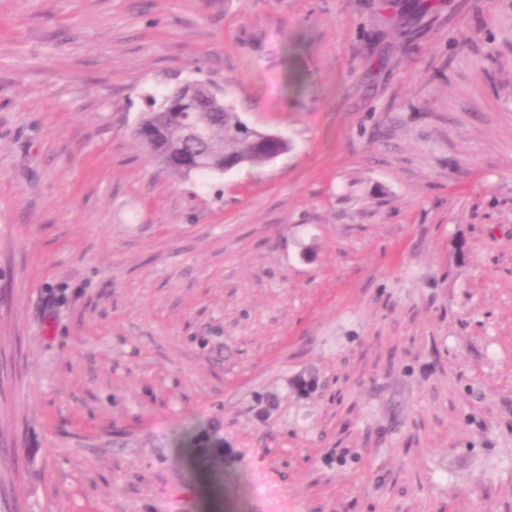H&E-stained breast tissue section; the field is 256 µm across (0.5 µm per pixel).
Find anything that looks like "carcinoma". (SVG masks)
Returning a JSON list of instances; mask_svg holds the SVG:
<instances>
[{
  "label": "carcinoma",
  "mask_w": 512,
  "mask_h": 512,
  "mask_svg": "<svg viewBox=\"0 0 512 512\" xmlns=\"http://www.w3.org/2000/svg\"><path fill=\"white\" fill-rule=\"evenodd\" d=\"M195 123L206 127L212 143L207 168L200 170L202 174L224 172V165L232 158L247 157L252 164H262L289 150L286 142L263 147L247 132L237 131L243 121L236 109L224 104L223 98L199 82L195 83L191 99L177 89L159 108L142 113L133 136L157 163L183 174L179 155L188 151V143L183 140L184 127Z\"/></svg>",
  "instance_id": "carcinoma-1"
}]
</instances>
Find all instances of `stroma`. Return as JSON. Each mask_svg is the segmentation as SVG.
<instances>
[{
  "label": "stroma",
  "instance_id": "obj_1",
  "mask_svg": "<svg viewBox=\"0 0 512 512\" xmlns=\"http://www.w3.org/2000/svg\"><path fill=\"white\" fill-rule=\"evenodd\" d=\"M206 502L512 512V0H0V512ZM194 83V94L189 101L185 100L186 93L181 96L180 86L173 96L166 97L159 108L143 112L132 132L157 163L188 176L179 162L180 153L189 149L186 139L205 144V128L200 127L188 130L183 140L184 127L195 123H203L212 143L207 169L200 170L198 174L224 173V165L232 158L239 159L230 162L225 172L246 162L240 157H248L251 164H262L289 150L288 142L263 147L253 140V137L257 139L255 134L249 135L245 130L236 132L235 129L243 125L236 109L224 104V99L207 85ZM178 97L187 104L181 108L169 106V101ZM145 132L148 133V138L144 137Z\"/></svg>",
  "mask_w": 512,
  "mask_h": 512
}]
</instances>
